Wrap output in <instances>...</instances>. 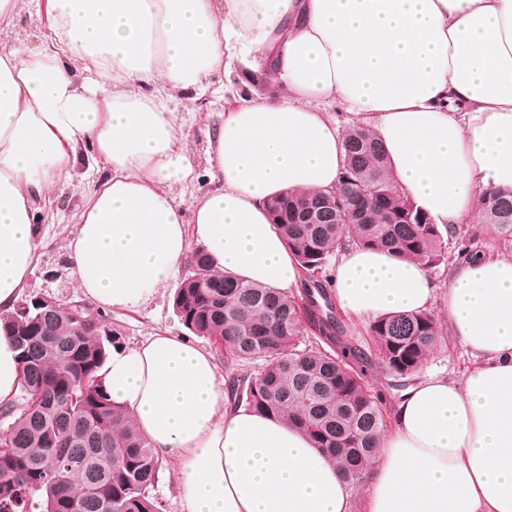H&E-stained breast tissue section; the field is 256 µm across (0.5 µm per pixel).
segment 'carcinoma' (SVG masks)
Instances as JSON below:
<instances>
[{
    "mask_svg": "<svg viewBox=\"0 0 512 512\" xmlns=\"http://www.w3.org/2000/svg\"><path fill=\"white\" fill-rule=\"evenodd\" d=\"M343 148L336 193H287L269 204L296 255L299 292L228 279L199 249L175 308L193 335L214 339L238 361H264L254 376L229 377L234 404L288 420L359 480L376 457L383 414L364 381L369 357L346 336L325 270L346 245L429 267L447 262L448 252L438 225L394 186L370 132H348ZM479 209L485 226L512 235V190L484 194ZM83 318L47 317L34 305L0 316L23 372L17 400L0 409V512L164 510L151 494L161 460L112 404L100 375L107 349L95 325L78 330ZM371 335L384 368L403 383L437 345L440 325L430 311L393 314ZM308 336L316 342L305 343Z\"/></svg>",
    "mask_w": 512,
    "mask_h": 512,
    "instance_id": "obj_1",
    "label": "carcinoma"
}]
</instances>
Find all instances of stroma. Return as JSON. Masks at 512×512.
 <instances>
[{
	"label": "stroma",
	"mask_w": 512,
	"mask_h": 512,
	"mask_svg": "<svg viewBox=\"0 0 512 512\" xmlns=\"http://www.w3.org/2000/svg\"><path fill=\"white\" fill-rule=\"evenodd\" d=\"M50 35L48 21L44 14L34 8H22L10 30L0 33V46L13 45L26 52L39 51ZM211 94L195 100L178 98L170 101L169 107L177 112L183 126L182 145L194 168V178L183 187L184 200L211 190L207 171L209 164L206 154L205 133L220 118L224 110V98L217 95V88L223 87L224 76L215 73L209 76ZM85 164H78L71 184L57 187L50 198L47 210L51 219L45 222L46 247L39 265L34 269L25 290L26 297L38 295L51 296L64 302L80 301L70 275L63 244L73 230L70 223L72 214L82 203V193L86 186L81 175ZM448 261L446 264L430 269L429 275L439 290L448 288V266L459 259L461 247H468L475 253L493 252L503 256H512V237H503L488 228H476L472 224L459 225L456 232L447 237ZM177 286H170L147 307L135 313L95 310L94 315L105 331L116 332L121 336L123 345L131 347L145 336L156 331H168L174 334L184 333L174 301ZM472 365L467 350L449 335H442L437 348L420 368V375L437 374L450 380L462 381Z\"/></svg>",
	"instance_id": "35a3bbf8"
}]
</instances>
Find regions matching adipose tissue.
Instances as JSON below:
<instances>
[{"label":"adipose tissue","instance_id":"adipose-tissue-1","mask_svg":"<svg viewBox=\"0 0 512 512\" xmlns=\"http://www.w3.org/2000/svg\"><path fill=\"white\" fill-rule=\"evenodd\" d=\"M29 2L52 35L36 54L0 49V313L42 256L38 214L84 156L71 274L89 304L122 311L176 281L193 241L218 273L296 291L267 204L336 190L341 112L382 141L395 186L436 224L474 223L486 191L512 189V0ZM238 68L250 90L208 132L212 188L184 203L194 169L168 103ZM332 287L363 326L436 298L423 263L377 247L343 248ZM447 324L472 369L408 386L360 497L302 431L229 405L214 354L188 337L113 349L103 373L114 405L174 458L186 512H512V257L450 267ZM21 378L0 330V407Z\"/></svg>","mask_w":512,"mask_h":512}]
</instances>
